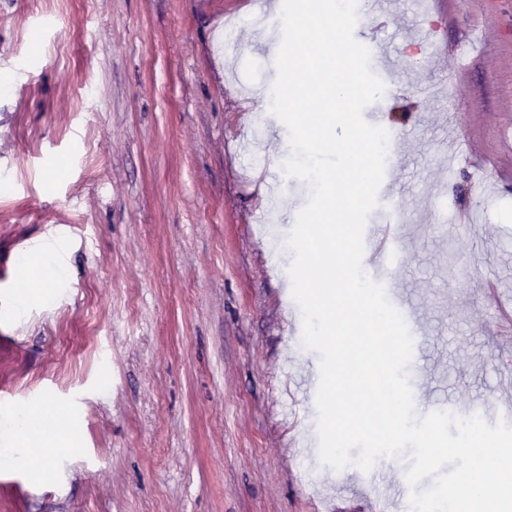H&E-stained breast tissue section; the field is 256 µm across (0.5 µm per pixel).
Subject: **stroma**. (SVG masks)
I'll list each match as a JSON object with an SVG mask.
<instances>
[{"label": "stroma", "instance_id": "stroma-1", "mask_svg": "<svg viewBox=\"0 0 512 512\" xmlns=\"http://www.w3.org/2000/svg\"><path fill=\"white\" fill-rule=\"evenodd\" d=\"M246 3L0 0V330L18 338L0 386L67 408L77 428L55 429L79 447L51 479L0 478V512H405L408 456L368 473L319 457L320 357L285 288L293 255L270 244L310 186L269 153L285 126L240 101L272 87L281 37ZM386 6L393 66L363 116L396 148L368 221L405 218L393 287L421 330L418 398L512 425V342L482 294L512 295V0H447L453 51L418 67L428 10ZM452 126L470 163L448 164ZM51 240L49 293L15 317V269Z\"/></svg>", "mask_w": 512, "mask_h": 512}]
</instances>
